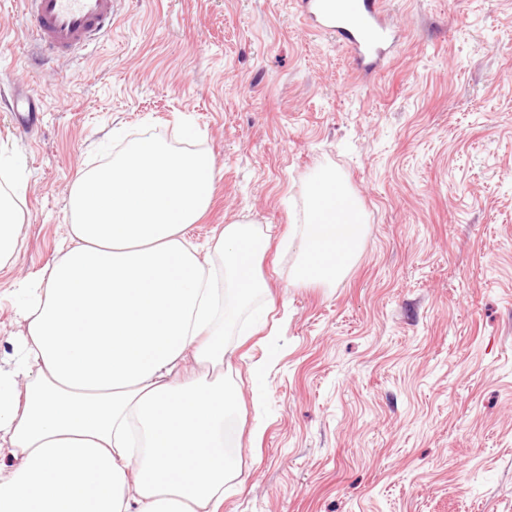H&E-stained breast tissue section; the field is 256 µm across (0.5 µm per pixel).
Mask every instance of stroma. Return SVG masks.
<instances>
[{"label":"stroma","mask_w":512,"mask_h":512,"mask_svg":"<svg viewBox=\"0 0 512 512\" xmlns=\"http://www.w3.org/2000/svg\"><path fill=\"white\" fill-rule=\"evenodd\" d=\"M401 34L360 77L297 0H125L111 33L39 56L0 0V185L24 195L0 268V365L24 328L18 283L69 246V190L144 136L215 162L188 232L269 229L264 329L243 310V382L271 359L260 436L220 512H512V0H385ZM44 119L12 127L15 87ZM340 175L365 210L354 265L293 280L306 189Z\"/></svg>","instance_id":"1"}]
</instances>
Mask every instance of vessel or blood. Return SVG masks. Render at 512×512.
<instances>
[{
	"instance_id": "b4317fda",
	"label": "vessel or blood",
	"mask_w": 512,
	"mask_h": 512,
	"mask_svg": "<svg viewBox=\"0 0 512 512\" xmlns=\"http://www.w3.org/2000/svg\"><path fill=\"white\" fill-rule=\"evenodd\" d=\"M123 0H23L32 33L45 53L67 57L95 42L118 16ZM302 21L315 32L336 37L359 73L384 66L399 43V30L383 0H302ZM34 95L19 93L12 107L18 127L38 128L42 115Z\"/></svg>"
}]
</instances>
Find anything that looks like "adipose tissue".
Here are the masks:
<instances>
[{
	"label": "adipose tissue",
	"instance_id": "1",
	"mask_svg": "<svg viewBox=\"0 0 512 512\" xmlns=\"http://www.w3.org/2000/svg\"><path fill=\"white\" fill-rule=\"evenodd\" d=\"M214 179L209 153L141 138L74 180L70 247L18 284L26 330L0 368V458L13 460L0 466V512H218L244 426L226 334L266 289L267 236L233 222L200 261L186 231ZM309 199L297 280L334 282L363 215L330 173Z\"/></svg>",
	"mask_w": 512,
	"mask_h": 512
}]
</instances>
